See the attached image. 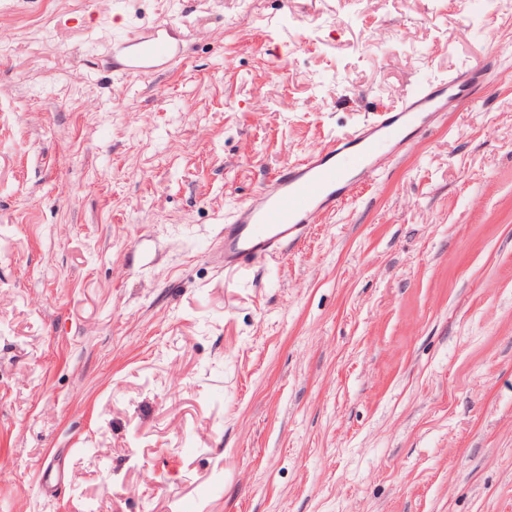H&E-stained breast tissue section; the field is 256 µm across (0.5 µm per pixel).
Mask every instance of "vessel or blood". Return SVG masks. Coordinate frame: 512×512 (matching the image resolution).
Masks as SVG:
<instances>
[{
    "instance_id": "1",
    "label": "vessel or blood",
    "mask_w": 512,
    "mask_h": 512,
    "mask_svg": "<svg viewBox=\"0 0 512 512\" xmlns=\"http://www.w3.org/2000/svg\"><path fill=\"white\" fill-rule=\"evenodd\" d=\"M125 74L143 76L175 59V46L164 34L146 31L125 42ZM486 65L476 61L436 87L412 94L393 112L376 115L353 137L354 153H345L338 139L319 152L288 164L275 179L272 191L242 203L224 227V266L245 270L279 253L295 241L312 214L334 211L349 191L352 178L375 176L373 160L383 148L400 144L405 131H420L449 103L462 106L476 100L485 80Z\"/></svg>"
}]
</instances>
